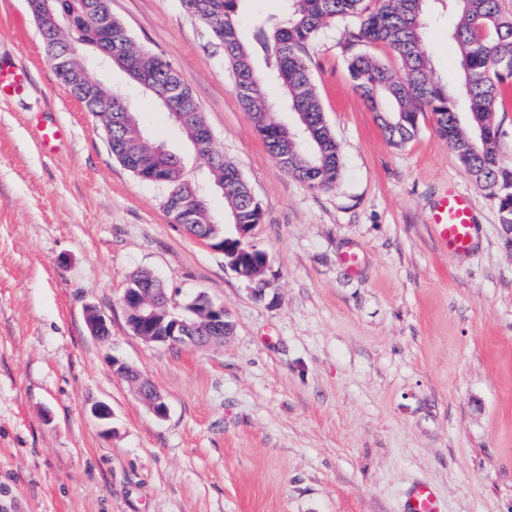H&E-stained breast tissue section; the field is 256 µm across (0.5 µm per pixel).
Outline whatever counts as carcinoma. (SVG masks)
Instances as JSON below:
<instances>
[{
    "label": "carcinoma",
    "instance_id": "cac0c4a2",
    "mask_svg": "<svg viewBox=\"0 0 512 512\" xmlns=\"http://www.w3.org/2000/svg\"><path fill=\"white\" fill-rule=\"evenodd\" d=\"M76 13L75 26L40 29L47 57L52 59L78 42L103 37L95 18L106 14L111 0H69ZM243 0H181L183 9L208 29L214 44L224 52L233 87L242 109L256 119L259 133L281 167L310 187L329 188L340 171L341 152L327 124L315 89L304 48L325 26L356 18L358 28L349 33L355 42L385 44L396 53L401 75L377 58L353 54L348 70L354 88L365 100L389 140L403 144L418 131L419 114L434 115L438 133L457 153L461 163L498 205L500 223H512V163L500 150L499 126L495 123L498 104L512 82V16L501 13L498 0H379L369 10L364 0H287L279 15H258L252 39L242 33L237 16ZM453 17L448 38L459 47L462 91L468 100L466 119H458L456 90L437 76L422 48L427 18L436 8ZM112 47L122 51L138 72L154 78L150 94L159 103L173 101L185 112H201L192 90L176 70L149 51L134 45L120 22L112 23ZM69 68L77 75L67 87L100 123L110 143L112 157L133 175L165 189L163 203H178L192 214L186 231L224 241V250L239 246L233 224H260L263 211L235 164L208 143V178L222 188L225 213L231 224L217 219L208 204L195 202L194 183L181 164L164 160L154 150L148 135L134 139V128H143L131 105L117 101L104 105L109 87L103 85L87 62L74 56ZM279 92L288 109L305 122V133L294 138L288 127L267 118L273 93Z\"/></svg>",
    "mask_w": 512,
    "mask_h": 512
}]
</instances>
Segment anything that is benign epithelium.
Listing matches in <instances>:
<instances>
[{
  "label": "benign epithelium",
  "mask_w": 512,
  "mask_h": 512,
  "mask_svg": "<svg viewBox=\"0 0 512 512\" xmlns=\"http://www.w3.org/2000/svg\"><path fill=\"white\" fill-rule=\"evenodd\" d=\"M29 13L39 21L57 22L55 5L60 0H26ZM173 117L182 132L199 150L214 136L208 124L195 123L188 112H175ZM126 320L134 335L148 343L169 347L206 346L224 343L226 310L206 295H197L184 306L172 304L154 290L126 288L121 295ZM86 322L90 333L100 340L110 336L109 319L96 309H88ZM112 370L119 376L137 383L142 400L158 418H164L168 406L163 397L149 383L139 379L133 366L123 359L111 357Z\"/></svg>",
  "instance_id": "7a95c632"
}]
</instances>
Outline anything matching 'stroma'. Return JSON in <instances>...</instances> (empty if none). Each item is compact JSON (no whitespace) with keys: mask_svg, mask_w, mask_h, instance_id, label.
Masks as SVG:
<instances>
[{"mask_svg":"<svg viewBox=\"0 0 512 512\" xmlns=\"http://www.w3.org/2000/svg\"><path fill=\"white\" fill-rule=\"evenodd\" d=\"M112 14L192 89L260 202L269 286L255 296L223 253L171 222L162 188L113 158L58 80L25 0H0V60L32 78L0 98V512H405L420 484L441 512H512V248L433 115L397 146L356 92L348 58L396 70L394 51L352 41L354 19L307 45L342 152L335 185L317 190L269 154L180 0H112ZM448 24L430 21L424 48L454 88ZM103 78L206 184L168 114L121 71ZM47 120L66 131L53 152L40 146ZM451 187L474 203L466 254L429 227ZM142 271L176 302L223 303V346L134 336L121 295ZM90 308L109 318L108 341L90 334ZM114 355L164 397L166 418L113 373ZM101 403L105 425L92 415Z\"/></svg>","mask_w":512,"mask_h":512,"instance_id":"35a3bbf8","label":"stroma"}]
</instances>
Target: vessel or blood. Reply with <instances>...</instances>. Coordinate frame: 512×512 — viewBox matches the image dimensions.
<instances>
[{
  "instance_id": "b4317fda",
  "label": "vessel or blood",
  "mask_w": 512,
  "mask_h": 512,
  "mask_svg": "<svg viewBox=\"0 0 512 512\" xmlns=\"http://www.w3.org/2000/svg\"><path fill=\"white\" fill-rule=\"evenodd\" d=\"M31 78L26 69L0 63V96L12 97L26 93ZM437 239L454 252L468 253L477 230L473 222V205L468 195L457 190L448 191L431 215ZM406 512H440L434 492L427 486H418L407 503Z\"/></svg>"
}]
</instances>
